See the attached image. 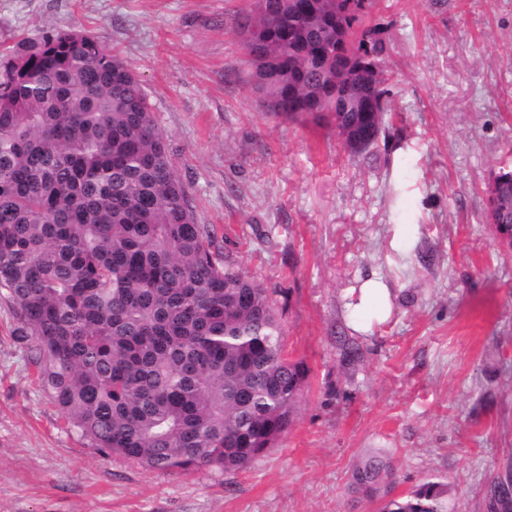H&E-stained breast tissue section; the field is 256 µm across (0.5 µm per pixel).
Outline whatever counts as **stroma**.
Instances as JSON below:
<instances>
[{
  "label": "stroma",
  "mask_w": 512,
  "mask_h": 512,
  "mask_svg": "<svg viewBox=\"0 0 512 512\" xmlns=\"http://www.w3.org/2000/svg\"><path fill=\"white\" fill-rule=\"evenodd\" d=\"M258 9L0 0V50L74 28L131 67L198 222L275 291L310 368L292 426L246 469L152 472L65 424L0 294V512H376L352 473L378 448L393 495L434 477L455 512H489L491 481L512 478V245L486 220L512 170V0H376L389 110L359 153L264 106L239 29ZM373 274L391 312L362 332L348 310Z\"/></svg>",
  "instance_id": "obj_1"
}]
</instances>
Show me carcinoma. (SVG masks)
<instances>
[{
  "instance_id": "cac0c4a2",
  "label": "carcinoma",
  "mask_w": 512,
  "mask_h": 512,
  "mask_svg": "<svg viewBox=\"0 0 512 512\" xmlns=\"http://www.w3.org/2000/svg\"><path fill=\"white\" fill-rule=\"evenodd\" d=\"M372 0H260L245 18L250 81L280 114L321 97L336 133L384 127L387 106L337 111L336 69H382ZM496 220L512 227V171L496 176ZM0 290L67 422L106 457L148 470L221 473L279 441L310 369L288 355L274 293L197 222L136 74L94 37L55 29L0 54ZM392 476L376 450L353 471L372 499ZM428 479L379 512H450ZM512 512V484L490 485Z\"/></svg>"
}]
</instances>
